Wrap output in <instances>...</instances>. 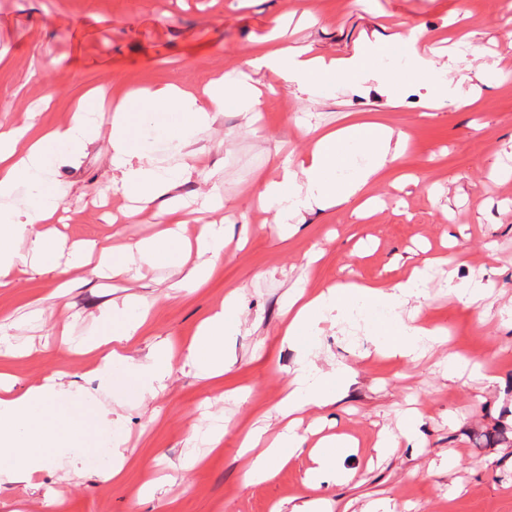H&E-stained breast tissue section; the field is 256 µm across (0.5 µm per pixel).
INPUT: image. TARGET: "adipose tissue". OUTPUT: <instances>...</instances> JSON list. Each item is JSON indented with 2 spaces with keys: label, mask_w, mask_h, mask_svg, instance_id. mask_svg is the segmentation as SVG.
I'll use <instances>...</instances> for the list:
<instances>
[{
  "label": "adipose tissue",
  "mask_w": 512,
  "mask_h": 512,
  "mask_svg": "<svg viewBox=\"0 0 512 512\" xmlns=\"http://www.w3.org/2000/svg\"><path fill=\"white\" fill-rule=\"evenodd\" d=\"M394 46L401 48L405 56L403 68H376V59ZM456 65L452 59L446 67H436L420 49L418 37L411 30L395 34L388 43H362L351 56L331 59L282 40L255 51L235 70L210 79L200 91L170 82L116 92L110 122L115 172L112 187L134 202L125 213L126 221H135L141 209L154 203L161 211L164 228L154 237L133 242L124 241L122 231L113 232V245L101 246L100 261L95 265L85 247L66 245L42 228L60 205L48 178L50 171L62 160L78 163L101 133L100 121L91 119L85 110L92 94L77 101L65 122L32 135L0 122V288L11 286L16 274L30 269L64 277L91 264L99 274L121 277L131 274L134 266L157 265L179 249L180 207L172 202L170 194L179 182L189 180L191 168L186 164L160 167L147 145H131V116H138L146 124L159 112L179 115V122L168 126L166 134L177 149H184L226 107L246 115L258 111L262 92L255 76L263 71L308 94L349 85L363 77L377 80L393 106L400 102L399 87L422 86L428 91L430 109H440L448 101L468 107L472 98L459 95L446 78ZM405 142L404 135L394 134L380 122L355 123L322 132L311 154L285 168L281 179L260 180L256 201L264 210L275 212L278 223L288 228L300 211L350 205L366 197L369 184L388 159L401 157ZM356 152L366 159L358 168L349 163ZM19 191L24 194L22 207L4 205V198ZM431 264V259H423L403 281L390 287L354 281L331 285L314 295L302 291L289 295L284 307V341L295 343L317 318L343 312L354 302L372 309L398 308L407 299L420 296V286ZM236 305V296L227 295L223 310L203 322L188 348L207 377L224 372L228 334L224 313ZM149 311L150 305L144 300L137 307L120 310L117 313L122 322L118 331L102 333L86 343L87 351L99 354L93 375L100 389L132 385L140 392L153 394L163 387L172 371L164 347L139 359L128 353L130 345L142 334ZM381 329L384 346L403 358L416 356L421 339L435 343L441 340L439 331L412 323L394 327L385 323ZM353 377L349 366L325 371L311 360L300 359L286 394L276 406L282 421L277 438L263 444V432L257 428L242 441L250 453L245 483L265 481L285 468L291 449L302 448L306 443L297 432L301 415H312L335 404L337 381L348 383ZM70 394V387L53 377L20 391L11 384L8 373L0 372V489L31 485L50 459L81 458L83 449L95 444L82 421L83 415H95L99 430L114 432L115 444H122V435L115 432L116 421L100 414L94 403H69Z\"/></svg>",
  "instance_id": "adipose-tissue-1"
}]
</instances>
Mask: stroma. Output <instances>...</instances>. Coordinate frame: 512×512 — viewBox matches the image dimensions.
Instances as JSON below:
<instances>
[{
	"label": "stroma",
	"mask_w": 512,
	"mask_h": 512,
	"mask_svg": "<svg viewBox=\"0 0 512 512\" xmlns=\"http://www.w3.org/2000/svg\"><path fill=\"white\" fill-rule=\"evenodd\" d=\"M512 0H0V110L8 122L46 129L65 121L89 89L119 90L157 83L203 86L209 74L233 69L279 25L287 37L325 57H346L363 40L388 41L417 29L438 62L467 48L450 80H463L475 102L447 105L425 117L427 91L406 90L390 107L374 80L312 97L274 81L255 132L226 107L195 145L192 178L176 194H224L229 243L208 279L181 285L178 265L145 267L132 276L73 273L65 296L52 276L30 273L0 288V317L9 318L28 351L0 357L18 387L66 371L76 394L98 396L119 418L125 443L121 484L98 479L96 456L71 464L50 462L34 488L0 492V512H43L44 488H53L62 512H291L307 493L314 466L309 451L295 452L272 480L245 486L240 442L252 427L277 430L274 405L300 358L323 370H356L325 410L326 433L355 437L336 468L354 473L346 484L328 482L319 494L364 512L385 502L395 512H512V48L503 23ZM58 68H48L49 60ZM491 81L480 74L491 66ZM375 116L408 137L405 153L369 187L371 212L355 207L302 212L294 230L259 209L260 179L277 178L286 160L304 159L316 135L346 126L353 115ZM68 242H105L109 217L123 200L111 192L109 127L79 164L53 173ZM456 254V270L435 266L420 300L401 306V320L418 318L446 328L448 348L420 360L375 355L378 313L359 324L341 315L318 324L310 345L283 342L282 306L293 289L317 293L347 281L390 286L423 255ZM482 274L488 290L479 308L449 299L446 283ZM237 291L224 312L232 363L205 380L186 357L200 323ZM131 295L152 302L149 324L130 353L141 357L167 345L173 369L165 387L139 395L109 396L92 377L95 354L67 355L63 323L80 339L101 329L100 311ZM455 351L464 365L449 376L441 362ZM412 407L423 414L419 446L378 455L381 431L396 429ZM224 423L219 450L193 438L212 421Z\"/></svg>",
	"instance_id": "1"
}]
</instances>
